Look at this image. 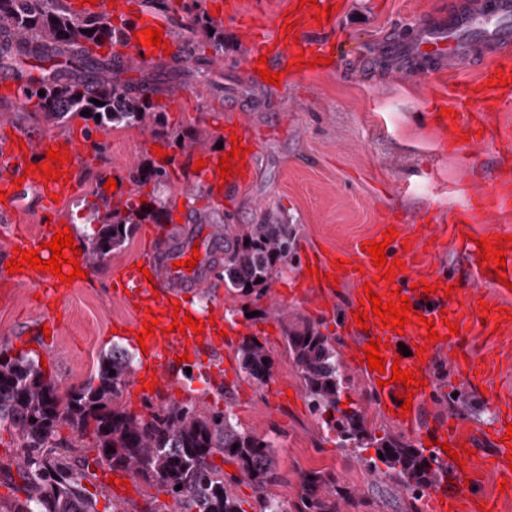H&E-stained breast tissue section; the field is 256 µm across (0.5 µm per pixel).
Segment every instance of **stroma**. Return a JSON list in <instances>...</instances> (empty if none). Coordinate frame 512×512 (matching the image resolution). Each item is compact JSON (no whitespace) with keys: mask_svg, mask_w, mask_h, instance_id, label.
Returning a JSON list of instances; mask_svg holds the SVG:
<instances>
[{"mask_svg":"<svg viewBox=\"0 0 512 512\" xmlns=\"http://www.w3.org/2000/svg\"><path fill=\"white\" fill-rule=\"evenodd\" d=\"M137 0L141 12L169 23L175 39L188 48H203L211 56L210 79L186 76L166 84L156 97L163 105L173 134L182 135L184 147L170 146L173 163L166 182L147 186L140 202L156 199L168 211H188L199 223L200 236L209 227L259 224L274 218L292 227L296 259L282 264L265 295L242 296L219 287L196 295L192 309L218 316L224 327L238 335L227 347L209 352L192 369L174 365L171 382L151 399L127 382L115 407L143 415L148 406H160L191 397L200 415L231 407L246 431L270 439L277 458V479L269 494L286 505L297 503L300 476L308 471L335 473L342 494L337 512H428V499L413 500L396 481L368 470L352 448L340 447L335 434L308 404L299 372L288 354L284 328L310 322L344 353L356 336L345 325L352 304L353 284L329 291L323 308L311 307L295 296L291 285L300 271L302 256L311 250H353L363 238L378 233L391 210L411 221L439 223L463 205L477 188L493 186L503 163L488 141H474L465 152L444 148L441 132L430 121L434 99L451 90L455 80H475L477 66L458 76L443 74L424 79L387 77L384 71L365 70L367 55L386 33L416 27L426 18L447 11L449 0H334V18L328 26L335 38L329 48L330 64L288 82L274 85L248 73L245 65L254 52L252 35L235 22L224 24V51L215 53L203 31L185 27L184 7L190 0ZM242 108V117L258 150L253 180L229 201L216 203L195 179L197 153L217 151L223 142L226 110ZM82 119L56 126L45 121L34 103L0 93V143L27 131L31 139L45 135L70 136L82 141L85 157L72 173L74 191L67 199L48 204L29 191L13 220L0 222V348L25 350L34 345L44 354L47 371L60 386L81 385L94 372L98 356L112 345L133 348L126 333L133 313L113 290L120 275L142 262L152 221L136 225L128 243L92 266L90 277L71 287L57 316L54 336L41 333L45 308L34 286L10 288L6 265L17 236L36 237L54 224L68 225L75 245L89 250L91 233L105 213V184L115 169H128L153 160L155 143L149 130L116 127L84 137ZM462 344L475 359H492L512 350V328L497 338L481 334L471 312H464ZM246 335L257 336L274 360L273 377L262 385L239 367L236 348ZM343 398L361 406L366 424L376 436L404 434L410 441L424 438L448 416L463 420L478 432L479 452L471 466L481 469L482 452L489 443L481 432L494 417L492 394L512 390V362L491 372L483 386H474L456 369H449L447 384L434 388L419 407L412 429L404 431L382 414L367 375L345 367ZM457 388L476 401L474 408L448 410V390ZM98 498V512H147L174 499L126 472L97 469L90 483Z\"/></svg>","mask_w":512,"mask_h":512,"instance_id":"stroma-1","label":"stroma"}]
</instances>
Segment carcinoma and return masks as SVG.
<instances>
[{
	"mask_svg": "<svg viewBox=\"0 0 512 512\" xmlns=\"http://www.w3.org/2000/svg\"><path fill=\"white\" fill-rule=\"evenodd\" d=\"M185 12L187 27L213 30L211 46L222 52L223 28L196 9L188 7ZM2 28L12 38L14 52L0 56V61L54 53L70 58V69L43 75L23 89L26 100L37 98L46 121L65 125L88 109L90 115L81 116L94 122V127L84 129L87 139L94 130L125 126L149 127L155 138H170L162 107L145 90L121 79L112 60L97 58L86 47L121 37L108 16H74L63 0H0ZM95 99L102 105L94 104ZM170 165L153 161L132 167L128 177L138 187L136 193L151 182L166 181ZM105 209L88 255L92 262L121 248L136 225L148 219L162 224L168 218L166 204L137 203L130 197L121 207L107 204ZM293 248L288 224L269 220L224 225V287L243 296L261 294ZM284 339L310 408L328 415L324 424L336 433L338 443L353 445L370 471L396 480L412 499L421 500L441 469L433 454L401 435L375 436L359 407L339 408L343 391L339 356L330 337L314 324L291 326ZM236 356L249 378L262 385L270 382L273 359L257 337H243ZM132 371V354L114 346L99 356L88 381L63 390L43 370L38 355L20 351L14 356L8 348L0 349V423L7 424L16 438L19 453L14 467L20 479L13 486L10 504L0 505V512H98V500L86 481L95 476L91 468L104 466L165 489L179 504V512H241L238 500L224 488V472L213 462L217 454L234 460L240 478L258 489L259 512H287L282 502L266 493L276 479L269 440L242 429L228 407L206 417L185 402L152 408L146 417L113 407ZM63 424L79 439L91 437L95 456L73 457L72 448L57 439ZM371 447L377 457L363 456ZM300 484L296 512H336L341 490L335 475L303 472Z\"/></svg>",
	"mask_w": 512,
	"mask_h": 512,
	"instance_id": "carcinoma-1",
	"label": "carcinoma"
}]
</instances>
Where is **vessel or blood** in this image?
<instances>
[{"label":"vessel or blood","mask_w":512,"mask_h":512,"mask_svg":"<svg viewBox=\"0 0 512 512\" xmlns=\"http://www.w3.org/2000/svg\"><path fill=\"white\" fill-rule=\"evenodd\" d=\"M328 0H318L317 7L303 6L296 13V23L291 31L277 29L273 39L258 40L255 55L267 58L266 67L275 73L283 72L285 66L296 65L298 59L317 58L319 47L312 41L310 34L317 30L315 21L318 7L327 6ZM71 10L76 14L97 12L119 19L128 17L131 12L130 0H97L96 4H88L87 0H73ZM155 19L142 16L134 19L131 33L125 38L127 54L147 61L159 56V49L144 47L136 43V32L155 26ZM381 58L391 71L408 77H427L436 73H453L462 69L464 63L478 61L482 73L477 81L457 83L442 103L434 105L429 117L434 125L443 132V139L450 150L460 152L474 138H481L497 145L512 143V134L489 126V113L499 111L504 105L512 102V83L502 87H490L489 82L497 73H512V0H480L479 5H451L447 17L435 22L425 23L414 29L406 38L386 36L379 42ZM229 125L236 135L241 136L247 151L244 155L245 169L243 174L231 176L229 180H221L218 172L219 154L205 155V166L198 174L200 183L207 189H220L222 197H232L247 182L255 164V155L251 153L252 140L247 137L244 124L240 118H232ZM67 146L69 158L64 164L65 172H72L82 157L78 141L68 142L53 139L47 149ZM47 149L37 151L15 144L9 145L6 152L0 153V190L7 192L10 200H21L27 188H40L44 196L56 195L67 197L72 184L63 181H48L41 174H26L28 164H44ZM23 179V186H16V179ZM512 208V192L503 189H476L467 205L457 213L451 224L441 227L436 235H417L404 226V219L397 213H389L385 224L396 231L392 243L388 244L385 254L387 261L394 259L421 260L425 255L437 250L441 239H449L465 256L471 267L485 265L486 274L470 283L463 292L445 295L444 289L449 286V278H440L441 288L432 294L413 291L414 279L410 270H397L395 278H381V270L373 264V258L367 252L354 251H320L308 252L306 255L311 266L317 267V274H301L298 287L306 288L310 284L322 281L324 274L334 271L336 260H345L346 266L342 273H337L340 281L354 283L355 300H363L366 289H373L379 295H386L393 290H400L403 296L409 297L414 311L419 312V319L406 326L403 334H396L380 323L378 316H370L367 326H358L354 318H347L346 325L359 337L358 343L351 348L349 360L360 369L368 370L371 380H380L382 372L392 371L393 367L409 372H416L422 360H429L439 352H447L452 364L464 366L467 377L486 375L493 366L484 360L463 357L458 349L457 336L451 335L445 323L446 318L455 315L464 307L477 305V295L481 287L494 288L499 296L512 297L508 282L512 281V246L504 251L507 271V284H500L491 275L495 269L494 261H480L479 245L475 236H483L487 241H494L502 235V228L487 229L476 233L472 224L475 211L494 213ZM192 240L186 239L173 246L162 244L150 248L144 261V271L130 268L123 272L119 282L122 288L128 289L127 302L136 308L134 331H142L150 320L159 321L162 331L146 338L149 357L138 368L135 378L138 385L149 384L162 387L169 375L176 356L194 354L199 349L198 338L193 329L180 332L172 330L173 296L201 293L212 284L211 267L221 256L219 240H211L210 247L201 255L193 269H185L184 260L192 255ZM335 272V271H334ZM16 279L20 284L32 285L42 289L49 298L60 301L66 296L67 283L59 282L53 273H42L30 267L16 271ZM433 321L435 330L440 334L439 340L427 338L425 321ZM381 339L386 348L382 352L386 363L383 371L369 370L364 362V349L371 340ZM417 345L424 350L423 355L414 354L399 357V344ZM401 383L394 382L380 388V403L384 412L390 413L395 423L402 427H410L412 415H401V402L398 398L402 392ZM512 424V394L501 393L496 397L495 419L486 427L485 435L494 442L493 452L484 461L486 468L494 472L498 479L507 481L512 486V462L508 461V448L502 439L506 434L507 425ZM437 444L432 451L439 464H447L448 450L474 448L475 443L468 427L449 422L440 426L433 434ZM469 469H456L454 480H441L432 495L435 512H495L498 506L497 497H488L470 490L465 482Z\"/></svg>","instance_id":"vessel-or-blood-1"}]
</instances>
